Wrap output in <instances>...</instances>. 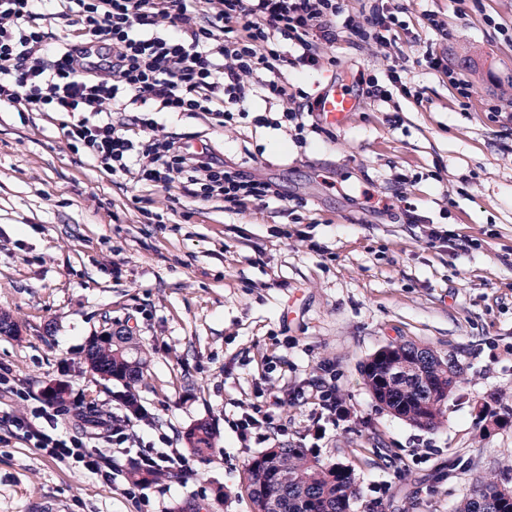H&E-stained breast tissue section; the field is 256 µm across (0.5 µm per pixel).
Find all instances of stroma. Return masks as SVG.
<instances>
[{"mask_svg":"<svg viewBox=\"0 0 512 512\" xmlns=\"http://www.w3.org/2000/svg\"><path fill=\"white\" fill-rule=\"evenodd\" d=\"M394 2L410 24L399 56L422 100L362 98L346 127L303 146L290 128L159 115L166 131L279 184L284 202L177 208L173 191L112 178L72 151L62 114L0 112V314L17 328L0 335V373L38 394L64 384L84 412L120 413L126 389L90 371L88 342L124 331L147 356L135 390L146 419L126 448L91 441L121 476L74 473L13 439L0 443V512H141L124 493L132 453L184 450L200 420L220 448L146 486L155 512H253L246 466L281 447L350 468L351 512H455L490 472L512 489V121L486 109L512 96V0ZM431 11L449 40L428 29ZM429 48L470 98L417 66ZM332 53L336 65L291 83L315 96L332 80L355 88L386 74L377 53L343 40ZM400 193L452 241L430 243L408 223ZM396 343L459 366L436 428L395 417L364 383V364ZM328 385L350 413L319 434ZM273 395L285 431L240 441L236 420ZM485 406L500 420L489 432Z\"/></svg>","mask_w":512,"mask_h":512,"instance_id":"obj_1","label":"stroma"}]
</instances>
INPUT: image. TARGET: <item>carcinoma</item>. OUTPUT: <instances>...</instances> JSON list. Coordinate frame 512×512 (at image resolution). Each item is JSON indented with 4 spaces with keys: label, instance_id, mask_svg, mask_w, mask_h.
<instances>
[{
    "label": "carcinoma",
    "instance_id": "carcinoma-1",
    "mask_svg": "<svg viewBox=\"0 0 512 512\" xmlns=\"http://www.w3.org/2000/svg\"><path fill=\"white\" fill-rule=\"evenodd\" d=\"M87 358L124 383L127 403L138 404L133 390L142 378L144 359L140 346L129 336L89 347ZM427 382L418 375L397 373L384 360L363 366L366 385L381 392L378 402L393 414L422 427L435 428L444 414V395L429 394V385L455 384L457 365L433 359L425 366ZM188 449L201 456L216 445V432L200 421L185 434ZM245 489L254 510L272 499L275 512H349L357 498L352 472L340 463H325L304 448H268L247 467ZM458 512H512V499L501 494L497 478L490 474L477 479L474 493L463 501Z\"/></svg>",
    "mask_w": 512,
    "mask_h": 512
}]
</instances>
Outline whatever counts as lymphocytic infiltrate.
Masks as SVG:
<instances>
[{"mask_svg":"<svg viewBox=\"0 0 512 512\" xmlns=\"http://www.w3.org/2000/svg\"><path fill=\"white\" fill-rule=\"evenodd\" d=\"M402 12L391 0H362L355 12L347 0H0V111L67 115L70 148L95 167L242 211L285 195L209 146L169 135L157 114L205 112L224 128L259 99L271 109L256 124L322 133L318 123L304 122L313 104L292 91L288 76L335 64L330 50L341 39L390 61L385 80L367 79L369 98H421L406 67L391 60L409 30ZM116 112L131 113L138 135L113 123ZM17 396L28 409L0 413L11 437L111 482L109 457L82 434L58 431L70 415L63 401L23 390Z\"/></svg>","mask_w":512,"mask_h":512,"instance_id":"obj_1","label":"lymphocytic infiltrate"}]
</instances>
